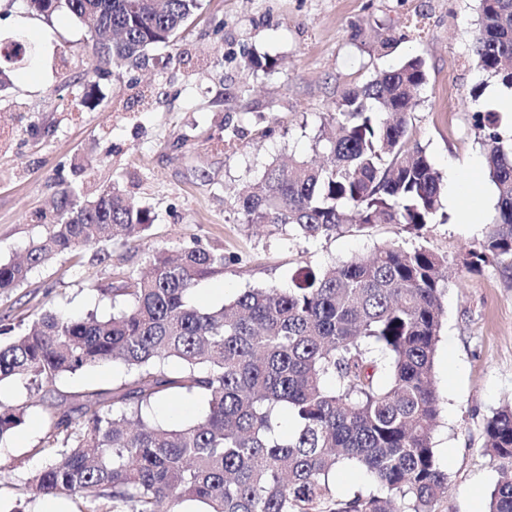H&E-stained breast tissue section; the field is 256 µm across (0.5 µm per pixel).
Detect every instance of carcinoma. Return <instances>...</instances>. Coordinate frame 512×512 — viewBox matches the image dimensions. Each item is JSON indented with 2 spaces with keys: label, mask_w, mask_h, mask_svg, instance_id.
Listing matches in <instances>:
<instances>
[{
  "label": "carcinoma",
  "mask_w": 512,
  "mask_h": 512,
  "mask_svg": "<svg viewBox=\"0 0 512 512\" xmlns=\"http://www.w3.org/2000/svg\"><path fill=\"white\" fill-rule=\"evenodd\" d=\"M46 16L66 10L92 23L97 74L145 48L175 44L200 0H31ZM476 66L512 89V0H479ZM426 83L425 61L404 59L343 91L315 136L326 162H272L258 189L241 188L243 223L289 230L306 240L344 228L399 224L419 233L442 209V179L419 144L411 115ZM496 217L465 266L512 263V131L500 110L476 111ZM154 216L115 187L80 201L63 191L47 234L21 262H0V292L29 271L90 243L139 238ZM149 277L129 274L110 317L45 311L0 343V383L31 388L112 361L130 378L78 395L75 407L46 411L44 466L32 476L40 497L81 498L86 512H435L448 493L432 434L440 417L433 366L448 257L419 247L378 248L338 266L299 268L286 288H248L220 307L191 292L224 270V254L185 246L152 254ZM387 359L377 377L373 349ZM175 360L180 370L166 369ZM197 395V421L164 426L152 404ZM26 407L0 402V442ZM500 477L487 512H512V404L484 427ZM353 466L365 492L343 496L336 471Z\"/></svg>",
  "instance_id": "carcinoma-1"
}]
</instances>
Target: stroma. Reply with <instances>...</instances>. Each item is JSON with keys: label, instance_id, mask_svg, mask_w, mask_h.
Wrapping results in <instances>:
<instances>
[{"label": "stroma", "instance_id": "obj_1", "mask_svg": "<svg viewBox=\"0 0 512 512\" xmlns=\"http://www.w3.org/2000/svg\"><path fill=\"white\" fill-rule=\"evenodd\" d=\"M479 0H202L183 38L148 48L119 69L90 75L91 35L66 11L46 17L29 0H0V37L37 29L31 61L16 65L0 87V261L24 256L45 236L61 191L116 184L155 217L138 239L107 249L82 247L33 270L0 292V322L28 324L40 313L109 316V296L123 275L149 268L160 248L197 243L223 253L224 270L202 280L196 300L207 307L247 288L287 287L301 267H328L395 244L448 257L449 283L434 360L441 398L432 436L448 472V493L436 512H485L499 477L484 450L488 417L512 401V270L496 264L463 269L496 215V191L483 173L477 110L496 104L495 81L484 79L472 53ZM397 41L389 54L378 50ZM273 60L272 71H249L243 56ZM424 58L427 83L412 117L413 138L440 174L473 173L483 195L473 224L455 210L413 235L397 224L345 229L305 240L243 223L235 191L258 183L273 160H318L314 137L343 89ZM109 363L27 389L0 385V402L27 416L0 443V512H45L29 483L42 466L38 447L48 405L89 389L111 391L127 381Z\"/></svg>", "mask_w": 512, "mask_h": 512}]
</instances>
